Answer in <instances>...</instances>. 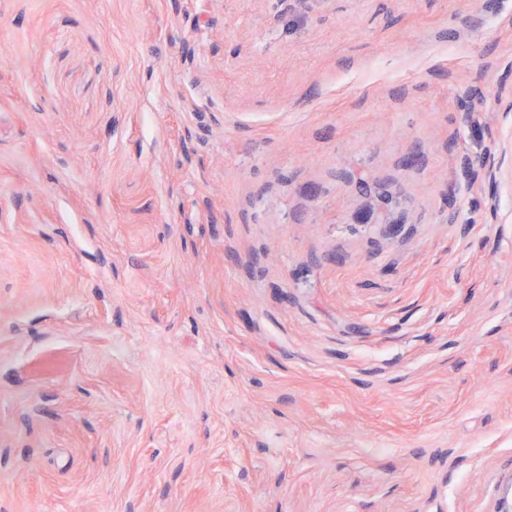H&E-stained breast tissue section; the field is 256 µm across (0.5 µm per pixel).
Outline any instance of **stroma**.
<instances>
[{
    "instance_id": "1",
    "label": "stroma",
    "mask_w": 512,
    "mask_h": 512,
    "mask_svg": "<svg viewBox=\"0 0 512 512\" xmlns=\"http://www.w3.org/2000/svg\"><path fill=\"white\" fill-rule=\"evenodd\" d=\"M512 0H0V512H512Z\"/></svg>"
}]
</instances>
